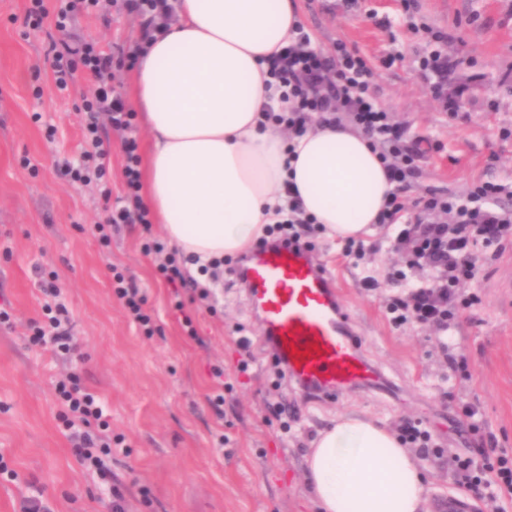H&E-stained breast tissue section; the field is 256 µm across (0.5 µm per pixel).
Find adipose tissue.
Here are the masks:
<instances>
[{"mask_svg": "<svg viewBox=\"0 0 512 512\" xmlns=\"http://www.w3.org/2000/svg\"><path fill=\"white\" fill-rule=\"evenodd\" d=\"M299 20L298 0H179L145 43L134 73L151 141L145 201L179 250L206 260L246 249L281 221L289 184L330 237L372 234L394 185L366 138L317 123L289 140L262 123L284 107L269 61ZM306 478L319 512H427L418 459L362 416L318 433Z\"/></svg>", "mask_w": 512, "mask_h": 512, "instance_id": "adipose-tissue-1", "label": "adipose tissue"}]
</instances>
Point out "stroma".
<instances>
[{
	"label": "stroma",
	"instance_id": "35a3bbf8",
	"mask_svg": "<svg viewBox=\"0 0 512 512\" xmlns=\"http://www.w3.org/2000/svg\"><path fill=\"white\" fill-rule=\"evenodd\" d=\"M314 46L354 47L373 70L369 91L425 155L407 201L427 191L462 194L475 183L512 181V0H300ZM30 0H0V512H22L41 497L52 512H105L107 484L78 460L63 433L56 387L69 365L31 343L29 324L43 320V285L55 273L84 361V386L105 402L115 444L108 466L127 512H317L305 458L317 432L336 416L367 413L396 427L418 422L435 452L424 457L429 501L464 495L455 458L484 448L512 458V245L487 252L464 291L476 294L447 332L395 327L386 312L395 289L369 290L357 261L377 277L402 264L391 230L366 241L363 259L347 254L322 229L310 236L354 315L368 355L392 380V392L305 399L264 349L263 330L224 259L212 300L175 311L170 290L142 251L140 230L103 247L92 233L95 185L71 182L59 165L85 150V114L76 86L59 90L47 54L52 41L82 39L108 52L139 37L120 0L67 31L45 19L24 25ZM459 64L452 83L468 82L457 115L445 112L423 81L420 60L433 34ZM133 274L155 319L141 333L113 295L109 266ZM190 314L198 330L186 336ZM245 337L249 350L236 341ZM464 354L467 373L448 367ZM224 370L215 380L213 368ZM224 386V413L207 402ZM474 416H465V408Z\"/></svg>",
	"mask_w": 512,
	"mask_h": 512
}]
</instances>
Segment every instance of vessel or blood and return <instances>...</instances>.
Wrapping results in <instances>:
<instances>
[{
    "instance_id": "obj_1",
    "label": "vessel or blood",
    "mask_w": 512,
    "mask_h": 512,
    "mask_svg": "<svg viewBox=\"0 0 512 512\" xmlns=\"http://www.w3.org/2000/svg\"><path fill=\"white\" fill-rule=\"evenodd\" d=\"M242 270L263 332L297 386L326 399L384 386L336 281L315 254L268 246L251 251Z\"/></svg>"
}]
</instances>
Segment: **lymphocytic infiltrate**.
Wrapping results in <instances>:
<instances>
[{
	"label": "lymphocytic infiltrate",
	"mask_w": 512,
	"mask_h": 512,
	"mask_svg": "<svg viewBox=\"0 0 512 512\" xmlns=\"http://www.w3.org/2000/svg\"><path fill=\"white\" fill-rule=\"evenodd\" d=\"M122 2L140 26L139 41L120 49L123 58L132 59L139 53L142 40L170 24L174 5L172 0ZM50 51L57 87L67 89L78 70L84 72L93 86L92 92L83 97L84 137L89 148L82 166L72 169L71 175L73 181L94 184L102 201L100 218L93 226L94 235L107 246L113 233L122 227L138 224L150 229V211L140 194L139 142L133 134V109L104 81L112 68L111 55L85 40L55 43ZM269 65L271 74L284 87L289 103L286 113L275 115V123L285 125L293 136L300 137L314 122L332 123L346 117L379 149L397 191L382 211L379 223L394 229L397 245L404 252L403 269L390 272L388 278L399 282L411 273L422 278L418 287L390 298L387 310L391 322L398 327L415 323L447 329L456 315L459 288L479 271L480 249L512 240V208L500 203L501 198H512V184L486 181L460 197L432 190L416 201L414 213H405L398 196L417 174L422 153L407 141L404 128L370 95L372 71L356 50L340 42L334 54L321 55L312 48L309 34L302 31L292 44L273 56ZM107 127L122 135L123 188L118 194L112 191L109 157L113 146L103 133ZM285 209L286 218L267 226L264 241H307L311 219L302 216L294 200H287ZM144 252L154 257L155 269L166 281L191 291L199 300L209 298L208 288L184 273L178 249L154 240L145 243ZM113 278L114 294L128 316L144 335H153L152 317L143 309L145 297L133 279L120 272L114 273ZM60 295L59 289H47L45 320L33 322L31 329L36 343L72 356L77 345L69 310ZM57 394L64 407L61 420L66 436L82 464L90 469H104L106 458L112 454V431L97 393L82 386L74 375L69 382L59 385ZM457 469L469 487L493 484L512 493L511 458L502 456L493 464L467 458L458 461Z\"/></svg>",
	"instance_id": "f902f5d3"
}]
</instances>
